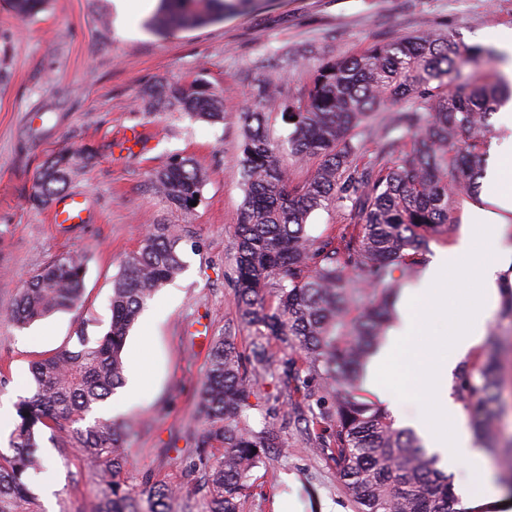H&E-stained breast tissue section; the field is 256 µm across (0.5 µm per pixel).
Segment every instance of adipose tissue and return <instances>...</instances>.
Masks as SVG:
<instances>
[{"instance_id": "adipose-tissue-1", "label": "adipose tissue", "mask_w": 512, "mask_h": 512, "mask_svg": "<svg viewBox=\"0 0 512 512\" xmlns=\"http://www.w3.org/2000/svg\"><path fill=\"white\" fill-rule=\"evenodd\" d=\"M498 156L499 163L487 179L486 207L473 208L468 214L471 232L435 256L419 286L430 300L431 311L447 316L452 345L447 357L439 360L434 359L429 344L415 353L419 362L434 359L435 368L424 381L432 400L413 425L442 454L444 463L462 472L457 488L466 507L494 502L499 512H512V501L500 498L488 484L486 459L465 426L459 407L448 398V376L458 361L480 345L492 303L508 284L504 272L512 267V249L501 245L503 227L512 222V137L502 142ZM457 271L467 277L469 287H448V275ZM424 332L423 315L404 306L387 344L372 359L370 373L387 367L407 338Z\"/></svg>"}]
</instances>
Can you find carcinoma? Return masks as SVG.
I'll use <instances>...</instances> for the list:
<instances>
[{
  "instance_id": "cac0c4a2",
  "label": "carcinoma",
  "mask_w": 512,
  "mask_h": 512,
  "mask_svg": "<svg viewBox=\"0 0 512 512\" xmlns=\"http://www.w3.org/2000/svg\"><path fill=\"white\" fill-rule=\"evenodd\" d=\"M44 2L12 5L26 18ZM238 2L162 0L158 24L182 29L222 20L238 11ZM492 57L488 48H460L447 32L418 33L374 41L353 57L320 64L306 95L286 107L270 85L252 89L254 108L243 113L245 198L235 225L234 288L238 316L254 338L246 352L222 338L208 357L196 408L205 425L196 440V466L205 470L203 512H240L254 487L251 473L266 464L270 449L281 447L278 417L255 432L245 415L276 370L273 340L297 354L281 364L297 431L306 447L331 462L353 512H458L437 457L363 394L362 376L395 319L404 281L394 269L416 272L431 238L448 232L460 201L478 192L484 178L496 134L490 119L512 100V88L487 68ZM406 99L414 108L392 109ZM281 107L294 127L289 156L318 161L302 184H292L289 156L266 129V114ZM141 111L224 122L222 96L198 81L145 91ZM357 129L378 137L396 164L360 162ZM90 159L81 149L54 153L37 174L30 204L49 206ZM151 178L156 192L191 222V202L199 201L204 182L194 160L172 157ZM336 200L351 203L347 217L355 232L322 240L309 235L311 214ZM181 240L170 225H152L114 282L107 332L92 338L82 325L72 346L31 364L29 395L16 404L11 453L0 452V512H41L26 475L43 468V427L63 434L61 448L81 450L98 479V512H169L167 486L147 478L137 497L124 488L125 426L92 415L125 382L130 328L156 291L182 271ZM84 273L82 255L52 260L19 291L4 318L22 329L79 309ZM499 346L490 333L485 350L464 360L452 379L453 393L473 407L471 426L492 455L512 454V444L500 446L497 431L508 407Z\"/></svg>"
}]
</instances>
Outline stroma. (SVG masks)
<instances>
[{"instance_id":"35a3bbf8","label":"stroma","mask_w":512,"mask_h":512,"mask_svg":"<svg viewBox=\"0 0 512 512\" xmlns=\"http://www.w3.org/2000/svg\"><path fill=\"white\" fill-rule=\"evenodd\" d=\"M158 8L119 13L115 0H48L36 16L17 17L0 0V315L23 282L53 258L77 252L89 261L83 305L18 330L0 318V407L29 392V366L68 345L79 325L103 335L110 324L113 279L148 228L189 227L180 244L184 269L151 299L126 338L125 353L143 362V385L126 396L118 423L131 422L124 445V481L140 493L145 478L173 490L171 512H201L200 474L188 471L201 429L195 405L212 345L232 335L249 347L252 330L238 317L234 290V226L245 190L239 174L240 115L255 85L289 79L283 104L300 99L311 69L360 53L368 43L427 30L450 31L459 46H491L512 27V0H251L239 13L185 30L156 26ZM199 80L224 97V121L209 125L182 112H143V90ZM147 143L120 150L128 128ZM87 148L93 158L69 191L90 201L89 223L57 229L48 209L28 195L53 151ZM194 158L205 175L191 223L158 196L153 168L172 156ZM425 337H413L389 375L403 422L426 406L419 373L407 361ZM253 473L259 492L242 512H352L329 463L283 428ZM59 437L44 429L46 470L29 477L35 496L55 487L52 512H96L100 491L79 449L58 452Z\"/></svg>"}]
</instances>
